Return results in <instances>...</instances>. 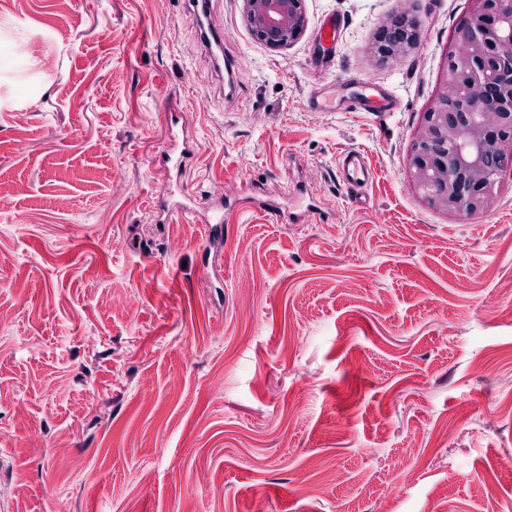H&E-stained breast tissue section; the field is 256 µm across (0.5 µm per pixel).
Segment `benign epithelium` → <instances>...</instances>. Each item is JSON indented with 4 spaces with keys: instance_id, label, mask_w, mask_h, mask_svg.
Returning a JSON list of instances; mask_svg holds the SVG:
<instances>
[{
    "instance_id": "benign-epithelium-1",
    "label": "benign epithelium",
    "mask_w": 512,
    "mask_h": 512,
    "mask_svg": "<svg viewBox=\"0 0 512 512\" xmlns=\"http://www.w3.org/2000/svg\"><path fill=\"white\" fill-rule=\"evenodd\" d=\"M470 2L462 41L448 48L406 169L409 185L429 207L457 217L494 206L498 164L512 161V0ZM243 21L274 51L299 41L308 25L302 0H243ZM420 41V21L397 11L381 19L366 53L391 68Z\"/></svg>"
}]
</instances>
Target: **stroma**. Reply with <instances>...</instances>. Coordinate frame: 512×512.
<instances>
[{
    "instance_id": "1",
    "label": "stroma",
    "mask_w": 512,
    "mask_h": 512,
    "mask_svg": "<svg viewBox=\"0 0 512 512\" xmlns=\"http://www.w3.org/2000/svg\"><path fill=\"white\" fill-rule=\"evenodd\" d=\"M73 5L0 0V512H512V168L468 219L406 176L470 0H303L279 52L212 0L224 76L187 0ZM400 9L421 47L378 67ZM360 85L397 111H349ZM421 23L406 11L386 15L366 44V53L376 65L391 68L420 46ZM171 144L165 151L164 155H161V159L166 166H171L178 173L185 168L186 160L190 159L193 155V149L189 142L185 139L182 141V147L178 151L179 145L177 137L172 134L170 137ZM336 177L348 190L359 193L373 181L375 171L364 154L351 149L338 155Z\"/></svg>"
}]
</instances>
